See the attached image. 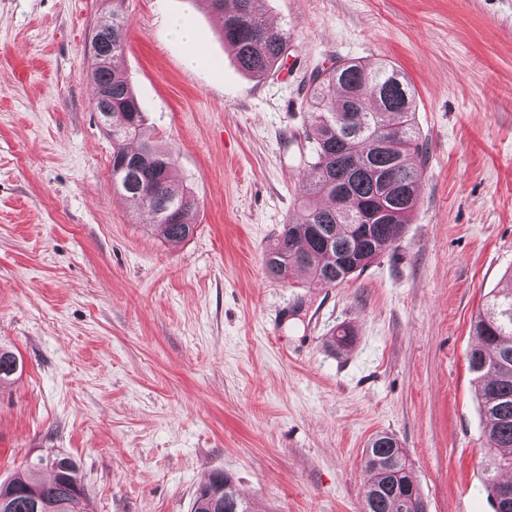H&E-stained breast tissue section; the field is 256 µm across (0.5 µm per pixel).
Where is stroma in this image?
<instances>
[{"mask_svg": "<svg viewBox=\"0 0 512 512\" xmlns=\"http://www.w3.org/2000/svg\"><path fill=\"white\" fill-rule=\"evenodd\" d=\"M121 12L194 232L168 243L112 184L88 53L112 0H0V344L23 363L0 385V481L64 455L94 512H191L214 470L263 512H361L386 432L427 512H494L467 354L512 268V0H265L290 42L261 78L204 5ZM352 58L412 86L416 207L345 284L270 278L266 249L303 214L309 78Z\"/></svg>", "mask_w": 512, "mask_h": 512, "instance_id": "1", "label": "stroma"}]
</instances>
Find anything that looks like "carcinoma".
Segmentation results:
<instances>
[{
  "label": "carcinoma",
  "instance_id": "obj_1",
  "mask_svg": "<svg viewBox=\"0 0 512 512\" xmlns=\"http://www.w3.org/2000/svg\"><path fill=\"white\" fill-rule=\"evenodd\" d=\"M264 0H205L224 19L221 30L238 65L254 75L270 73L287 54L290 37L270 25ZM126 21L119 11L100 25L91 39L94 111L112 112V183L139 211L148 212L170 243L187 240L194 230L190 214L198 207L190 188L179 181L172 152L153 143L144 123V105L133 90L120 60L126 50ZM308 93L312 142L309 174L303 185L310 204L301 221L283 225L266 251V273L283 281L295 270L315 284L341 285L379 256L395 249L414 209L422 168L413 157L424 144L415 127L413 90L388 63L369 67L339 60L310 78ZM342 194L347 218L336 216V193ZM475 344L468 368L477 382V398L487 419L486 453L481 461L485 488L494 512L503 508L500 491L512 487L501 476L512 473V270L476 314ZM22 370L19 356L0 347V383ZM55 466L40 458L31 467L0 483V501L10 512H92L75 462L56 456ZM50 469L53 479L37 473ZM362 512H425L399 441L387 432L374 434L364 450ZM224 482V512H261L240 496L230 476L212 472L202 488Z\"/></svg>",
  "mask_w": 512,
  "mask_h": 512
}]
</instances>
